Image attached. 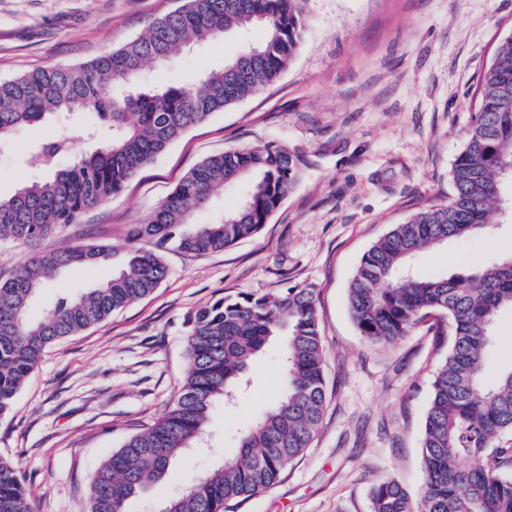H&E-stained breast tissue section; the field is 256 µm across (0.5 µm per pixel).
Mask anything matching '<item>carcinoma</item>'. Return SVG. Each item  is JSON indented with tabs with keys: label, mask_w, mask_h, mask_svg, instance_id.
I'll list each match as a JSON object with an SVG mask.
<instances>
[{
	"label": "carcinoma",
	"mask_w": 512,
	"mask_h": 512,
	"mask_svg": "<svg viewBox=\"0 0 512 512\" xmlns=\"http://www.w3.org/2000/svg\"><path fill=\"white\" fill-rule=\"evenodd\" d=\"M308 0H184L121 48L75 66L40 69L0 80V145L22 127L57 112L87 122L65 135H47L31 149L50 175L0 196V240L37 247L85 209L120 193L127 181L187 130L250 98L275 81L302 46ZM265 32L224 66L206 72L200 87L136 89L150 64L227 32ZM112 137L94 150L60 160L97 133ZM312 165L308 156L267 143L205 158L142 224L134 226L126 267L77 295L57 298L46 316L29 311L46 279L107 261L112 249L88 244L37 248L0 278V415L11 406L45 349L150 295L168 275L164 251H222L268 223ZM512 179V39L484 76L465 143L451 168L453 193L392 229L362 256L348 288L352 319L373 343H393L431 313L448 320L453 343L432 385L422 440L424 486L418 499L396 480L380 483L372 512H512V448L496 445L512 431V364L486 376L497 340L496 320L512 309V252L478 261L464 274L420 279L410 262L421 250L480 234ZM246 182L238 206L209 224L192 222L226 186ZM189 368L165 413L130 437L93 472L89 512H127L128 502L164 477L176 457L200 441L214 407L246 381L248 361L284 336V391L278 403L246 426L234 454L168 499L163 512H224V505L274 485L311 446L326 394L323 344L314 291L288 288L259 296L240 292L195 311L187 321ZM0 512H34L17 468L0 458Z\"/></svg>",
	"instance_id": "obj_1"
}]
</instances>
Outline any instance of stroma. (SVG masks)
Returning <instances> with one entry per match:
<instances>
[{
  "label": "stroma",
  "mask_w": 512,
  "mask_h": 512,
  "mask_svg": "<svg viewBox=\"0 0 512 512\" xmlns=\"http://www.w3.org/2000/svg\"><path fill=\"white\" fill-rule=\"evenodd\" d=\"M180 0H0V79L92 61L119 48ZM300 51L273 83L191 128L134 175L124 190L56 229L49 247L95 241L111 261L49 280L30 309L41 318L58 294L111 278L127 234L200 161L231 148L275 142L313 161L253 237L206 255L166 251L169 275L149 296L48 347L0 415V457L24 475L36 512H88V478L113 450L152 425L188 368L187 319L227 295L310 288L323 343L326 410L307 451L271 488L232 512H371V492L395 479L411 497L424 485L422 439L432 383L453 336L437 314L398 342L361 336L348 305L363 254L393 225L447 200L450 170L493 56L512 38V0H309ZM225 36L203 50L151 65L155 86L199 85L258 42ZM18 131L0 149V195L47 170ZM512 252V222L422 250L421 277L461 272ZM250 382L217 407L200 447L185 449L168 477L128 512H159L170 494L221 465L238 432L280 396L279 345L251 360Z\"/></svg>",
  "instance_id": "obj_1"
}]
</instances>
